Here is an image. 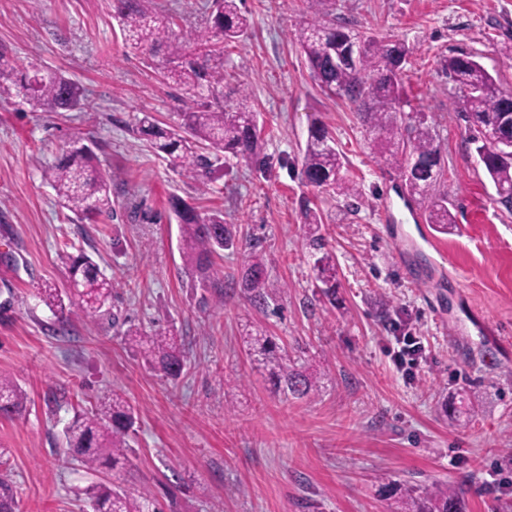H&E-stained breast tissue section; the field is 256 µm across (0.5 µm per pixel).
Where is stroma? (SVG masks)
<instances>
[{
	"mask_svg": "<svg viewBox=\"0 0 512 512\" xmlns=\"http://www.w3.org/2000/svg\"><path fill=\"white\" fill-rule=\"evenodd\" d=\"M248 39L224 50L225 107L248 99L263 129L258 161L228 160L200 184L129 131L137 112L167 124L183 93L126 47L111 0H0V46L21 67L62 73L83 108L36 112L0 94V375L28 396L25 416L0 417V476L20 512H90L86 495L110 470L67 460L73 410L115 389L135 407L134 454L122 480L176 512H394L387 489L438 484L462 512H512V355L488 347L486 321L512 347V213L468 141L459 92L442 69L469 54L512 89V0H243ZM344 23L359 36L401 41L405 97L442 140L440 189L448 233L405 202L396 169L380 167L353 106L311 79L295 32ZM332 131L357 196L304 183L308 128ZM79 136L111 176L113 218L76 222L44 182V167ZM181 197L220 210L236 248L200 281L186 271ZM322 216V250L308 244L305 207ZM329 253L336 300L322 297L315 261ZM91 256L112 280L110 312L74 318L57 335L37 290L69 287L63 254ZM269 271L267 308L243 296L246 257ZM179 336L181 377L150 370L122 333ZM262 333L319 380L296 400L276 392L243 343ZM401 336L422 352L398 367Z\"/></svg>",
	"mask_w": 512,
	"mask_h": 512,
	"instance_id": "1",
	"label": "stroma"
}]
</instances>
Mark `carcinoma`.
I'll use <instances>...</instances> for the list:
<instances>
[{"label": "carcinoma", "instance_id": "carcinoma-1", "mask_svg": "<svg viewBox=\"0 0 512 512\" xmlns=\"http://www.w3.org/2000/svg\"><path fill=\"white\" fill-rule=\"evenodd\" d=\"M154 0H112L125 42L150 61L166 59L162 77L183 91L187 102L176 113L174 124L162 127L150 112L133 115L130 130L144 138L174 166L209 181L222 168L225 154L248 161L261 153L263 137L255 112L244 102L227 109L217 88L224 83V67L212 64L213 42L237 43L251 30L240 0H212L208 25L186 38L176 31L171 15L155 8ZM353 31L343 25L313 23L299 32L298 42L310 75L324 92L347 99L358 107L366 133L380 141L379 162L399 170L404 191L424 204L425 220L440 231L455 223L448 199L437 188L444 175L442 145L419 112L404 110L402 69L409 48L400 42L377 39L363 42L355 66L341 65L329 56L328 46L344 44ZM443 70L462 92L461 108L471 131L479 160L493 184L512 188V161L501 157L484 138L492 130L499 138L512 139V90L505 91L482 65L466 54L444 60ZM0 88L14 91L21 102L37 112H71L83 105V88L56 71L40 75L12 64L7 49L0 47ZM343 163L334 138L322 124H314L302 156L306 184L327 187L344 194L358 193L345 180ZM43 178L58 203L79 220L114 217L112 185L93 149L80 137L73 138L58 161L44 170ZM172 211L181 230V254L192 275L206 278L212 258L234 246V234L220 213H203L180 199ZM69 295L53 285L40 289L41 301L53 312L65 315L76 309L86 322L98 319L112 300V281L85 255L65 257ZM318 278L326 285L323 295L334 302L335 268L329 255L318 259ZM268 270L257 258L248 260L239 274L241 291L255 305L266 303ZM129 345L140 349L147 363L165 376L176 378L185 367L182 345L172 334L148 335L139 328L124 332ZM244 343L257 368L264 370L276 390L294 399L318 391V381L295 364L288 363L284 347L273 338L248 335ZM27 397L11 378L0 376V416L15 417L26 410ZM135 423L133 407L115 390H106L89 409L75 410L64 429L66 456L91 470H123L132 453L129 431ZM91 512H167L150 491L128 490L98 483L88 492ZM389 496L403 512H459L458 497L443 487H391ZM12 483L0 477V512H16Z\"/></svg>", "mask_w": 512, "mask_h": 512}]
</instances>
